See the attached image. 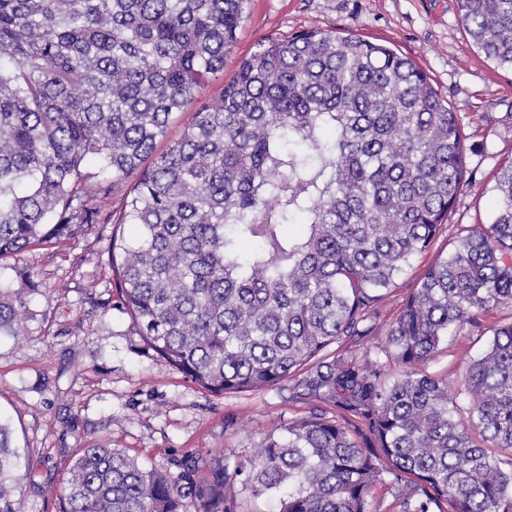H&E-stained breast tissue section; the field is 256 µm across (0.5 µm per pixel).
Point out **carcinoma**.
<instances>
[{
    "label": "carcinoma",
    "mask_w": 512,
    "mask_h": 512,
    "mask_svg": "<svg viewBox=\"0 0 512 512\" xmlns=\"http://www.w3.org/2000/svg\"><path fill=\"white\" fill-rule=\"evenodd\" d=\"M247 0H0V259L102 223L129 177L109 264L143 352L213 393L288 383L308 415L209 477L84 448L65 512H512V322L462 375L428 371L451 328L512 307V162L490 224L419 275L381 354L377 308L435 244L467 183L458 114L406 56L326 28L257 41L201 98ZM485 55L512 67V0H458ZM193 112L165 149L175 112ZM298 224V235L285 228ZM32 273L0 278V333L24 331ZM16 453L0 422V512Z\"/></svg>",
    "instance_id": "1"
}]
</instances>
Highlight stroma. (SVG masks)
Masks as SVG:
<instances>
[{
  "instance_id": "1",
  "label": "stroma",
  "mask_w": 512,
  "mask_h": 512,
  "mask_svg": "<svg viewBox=\"0 0 512 512\" xmlns=\"http://www.w3.org/2000/svg\"><path fill=\"white\" fill-rule=\"evenodd\" d=\"M333 27L411 58L458 112L472 176L432 250L417 255L379 309L388 326L418 276L449 251L464 227L492 223L498 169L512 161V69L486 58L463 26L458 0H248L224 70L205 95L223 92L265 36ZM116 226L92 224L61 247L41 246L21 264L37 283L20 336L0 334V421L19 452V512H63V483L79 451L120 448L148 468L187 457L198 463L253 455L269 432L308 415L287 386L212 393L141 352L119 306L108 245ZM485 337L449 336L429 364L456 386Z\"/></svg>"
}]
</instances>
